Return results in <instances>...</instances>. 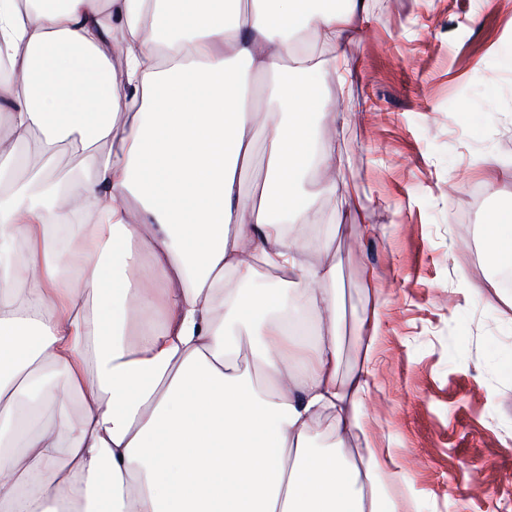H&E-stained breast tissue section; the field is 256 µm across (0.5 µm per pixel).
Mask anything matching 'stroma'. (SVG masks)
<instances>
[{
  "instance_id": "35a3bbf8",
  "label": "stroma",
  "mask_w": 512,
  "mask_h": 512,
  "mask_svg": "<svg viewBox=\"0 0 512 512\" xmlns=\"http://www.w3.org/2000/svg\"><path fill=\"white\" fill-rule=\"evenodd\" d=\"M346 48L351 97L316 137L342 178L320 198L333 249L342 371L356 362L366 286L381 295L376 384L363 407L396 453L406 512H512V271L470 242L512 207V7L503 0H367ZM359 197L366 236L350 225Z\"/></svg>"
}]
</instances>
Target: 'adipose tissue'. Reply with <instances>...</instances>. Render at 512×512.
I'll return each mask as SVG.
<instances>
[{
    "label": "adipose tissue",
    "instance_id": "adipose-tissue-1",
    "mask_svg": "<svg viewBox=\"0 0 512 512\" xmlns=\"http://www.w3.org/2000/svg\"><path fill=\"white\" fill-rule=\"evenodd\" d=\"M366 19L362 0H0V512H401L393 449L350 445L381 303L340 376L335 254L309 231L337 186L314 77L350 86ZM255 74L280 109L257 198ZM35 137L79 174L17 184ZM480 237L511 270L512 209ZM261 270L276 289L245 295Z\"/></svg>",
    "mask_w": 512,
    "mask_h": 512
}]
</instances>
